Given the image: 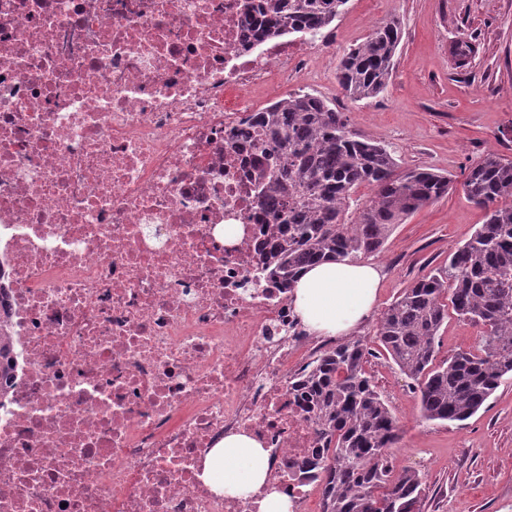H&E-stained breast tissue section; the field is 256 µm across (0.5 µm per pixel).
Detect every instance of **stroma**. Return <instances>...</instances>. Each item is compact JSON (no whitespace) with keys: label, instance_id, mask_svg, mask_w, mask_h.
<instances>
[{"label":"stroma","instance_id":"35a3bbf8","mask_svg":"<svg viewBox=\"0 0 512 512\" xmlns=\"http://www.w3.org/2000/svg\"><path fill=\"white\" fill-rule=\"evenodd\" d=\"M398 21L401 43L387 88L351 99L336 80L343 54L374 27ZM328 48L309 54L287 79L250 92L263 108L299 91L345 113L351 130L387 145L401 167L450 177L448 196L405 217L370 261L383 274L377 314L355 332L369 355L365 369L398 419L396 468L420 471L426 512H512V376L470 419H422L416 383L401 374L375 336L379 312L432 270L483 224L484 208L461 185L469 167L494 152L512 160V0H348L331 26ZM474 53L461 57L458 41Z\"/></svg>","mask_w":512,"mask_h":512}]
</instances>
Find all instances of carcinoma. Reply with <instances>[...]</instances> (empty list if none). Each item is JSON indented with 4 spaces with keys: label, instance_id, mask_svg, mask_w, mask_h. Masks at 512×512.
I'll list each match as a JSON object with an SVG mask.
<instances>
[{
    "label": "carcinoma",
    "instance_id": "obj_1",
    "mask_svg": "<svg viewBox=\"0 0 512 512\" xmlns=\"http://www.w3.org/2000/svg\"><path fill=\"white\" fill-rule=\"evenodd\" d=\"M348 0H262L264 33L314 39ZM401 40L397 21L374 29L337 66L357 100L382 93ZM270 179L262 196L279 197L262 261L270 281L292 289L300 272L328 259L377 254L395 225L446 195L452 180L400 169L387 146L352 132L344 113L311 93H293L262 108L254 122ZM373 196L346 219L359 186ZM466 198L487 209L485 224L448 256V266L404 289L382 313L376 336L398 370L417 382L427 421L462 422L512 375V160L495 153L469 168ZM479 328L478 345L439 362L435 347L448 309ZM8 316L0 312V378L13 371ZM366 351L347 341L307 363L298 388L309 393L322 447L311 468L322 474L320 512H425L426 483L396 470V417L364 371Z\"/></svg>",
    "mask_w": 512,
    "mask_h": 512
}]
</instances>
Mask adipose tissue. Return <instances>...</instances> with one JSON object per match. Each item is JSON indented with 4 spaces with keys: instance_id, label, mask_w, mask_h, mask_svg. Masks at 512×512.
I'll list each match as a JSON object with an SVG mask.
<instances>
[{
    "instance_id": "adipose-tissue-1",
    "label": "adipose tissue",
    "mask_w": 512,
    "mask_h": 512,
    "mask_svg": "<svg viewBox=\"0 0 512 512\" xmlns=\"http://www.w3.org/2000/svg\"><path fill=\"white\" fill-rule=\"evenodd\" d=\"M380 280L375 264L327 260L301 272L290 302L311 335L346 336L374 311ZM268 473V453L261 443L230 433L207 455L202 478L215 492L241 496L262 487Z\"/></svg>"
}]
</instances>
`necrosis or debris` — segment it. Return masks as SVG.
Listing matches in <instances>:
<instances>
[{"label": "necrosis or debris", "mask_w": 512, "mask_h": 512, "mask_svg": "<svg viewBox=\"0 0 512 512\" xmlns=\"http://www.w3.org/2000/svg\"><path fill=\"white\" fill-rule=\"evenodd\" d=\"M245 4L0 0V512H259L201 478L230 432L308 500L311 338L260 271L248 92L319 44ZM10 332L8 316L5 311L0 312V378H7L13 371L12 350L13 339Z\"/></svg>", "instance_id": "obj_1"}]
</instances>
